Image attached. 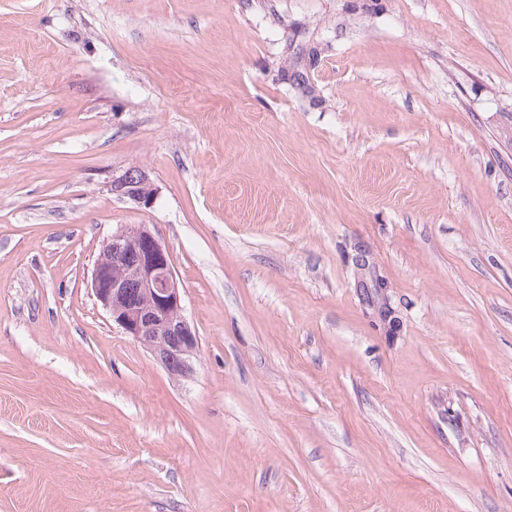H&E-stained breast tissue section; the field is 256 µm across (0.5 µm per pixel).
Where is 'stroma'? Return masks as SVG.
Here are the masks:
<instances>
[{"instance_id":"35a3bbf8","label":"stroma","mask_w":512,"mask_h":512,"mask_svg":"<svg viewBox=\"0 0 512 512\" xmlns=\"http://www.w3.org/2000/svg\"><path fill=\"white\" fill-rule=\"evenodd\" d=\"M125 224L188 376L90 289ZM0 512H512V0H0ZM156 188L146 170L126 169L112 180V191L122 198H127L144 207L152 203ZM103 252L139 255L129 267L111 270L102 262L94 266L91 290L112 321L127 336L146 346L173 376H185L199 348L195 331L182 314V295L171 254L146 224H125L112 234ZM128 281L136 282L146 298L144 307L124 303ZM169 336H177L175 346ZM354 251L352 259L358 276L362 278L363 299L381 322L390 325L394 318V311L390 305L388 283L376 273L371 252L365 245H355Z\"/></svg>"}]
</instances>
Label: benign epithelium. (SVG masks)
Wrapping results in <instances>:
<instances>
[{
    "instance_id": "1",
    "label": "benign epithelium",
    "mask_w": 512,
    "mask_h": 512,
    "mask_svg": "<svg viewBox=\"0 0 512 512\" xmlns=\"http://www.w3.org/2000/svg\"><path fill=\"white\" fill-rule=\"evenodd\" d=\"M112 191L144 207L150 205L156 188L144 169H126L112 180ZM354 265L362 278L363 299L383 323H391L394 311L389 286L375 271L370 250L354 246ZM103 252L114 255H139L129 267L111 270L102 262L95 264L91 290L112 322L126 335L146 346L173 376H185L199 348L195 331L182 314V295L171 254L146 224H125L112 234ZM136 282L147 304L140 308L124 303L127 282Z\"/></svg>"
}]
</instances>
